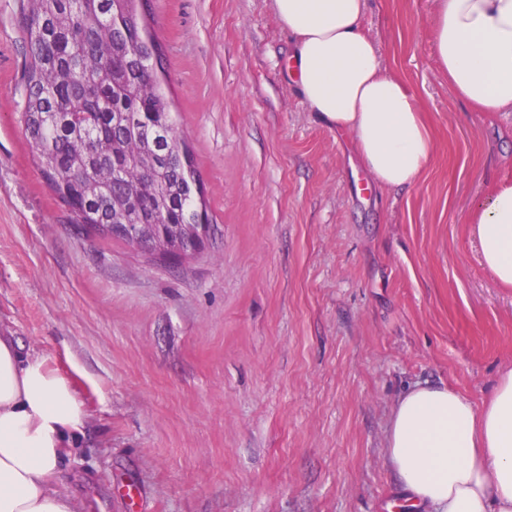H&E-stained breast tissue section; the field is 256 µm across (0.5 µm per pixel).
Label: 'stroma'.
<instances>
[{
  "mask_svg": "<svg viewBox=\"0 0 512 512\" xmlns=\"http://www.w3.org/2000/svg\"><path fill=\"white\" fill-rule=\"evenodd\" d=\"M433 20L434 0L367 3L434 142L414 186L382 192L291 82L270 0H149L212 224L173 266L71 224L22 130L28 48L0 0V330L75 383L87 424L58 487L76 512H392L395 400L430 382L480 406L512 369V288L470 232L512 182V112L456 95Z\"/></svg>",
  "mask_w": 512,
  "mask_h": 512,
  "instance_id": "1",
  "label": "stroma"
}]
</instances>
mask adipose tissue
I'll use <instances>...</instances> for the list:
<instances>
[{"label": "adipose tissue", "instance_id": "adipose-tissue-1", "mask_svg": "<svg viewBox=\"0 0 512 512\" xmlns=\"http://www.w3.org/2000/svg\"><path fill=\"white\" fill-rule=\"evenodd\" d=\"M433 46L455 93L475 111L512 112V0H435ZM293 37L294 80L309 109L348 132L384 189L414 185L434 150L408 85L387 73L363 27L367 0H271ZM483 267L512 286V182L471 221ZM86 412L46 356L0 335V512H75L56 478L80 446ZM387 458L410 512H512V369L486 403L419 383L394 404Z\"/></svg>", "mask_w": 512, "mask_h": 512}]
</instances>
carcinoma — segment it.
Wrapping results in <instances>:
<instances>
[{"label":"carcinoma","mask_w":512,"mask_h":512,"mask_svg":"<svg viewBox=\"0 0 512 512\" xmlns=\"http://www.w3.org/2000/svg\"><path fill=\"white\" fill-rule=\"evenodd\" d=\"M147 0H21L29 49L21 123L47 186L88 235L132 222L186 246L171 225L207 224L188 149L158 73L163 53L141 24Z\"/></svg>","instance_id":"carcinoma-1"}]
</instances>
